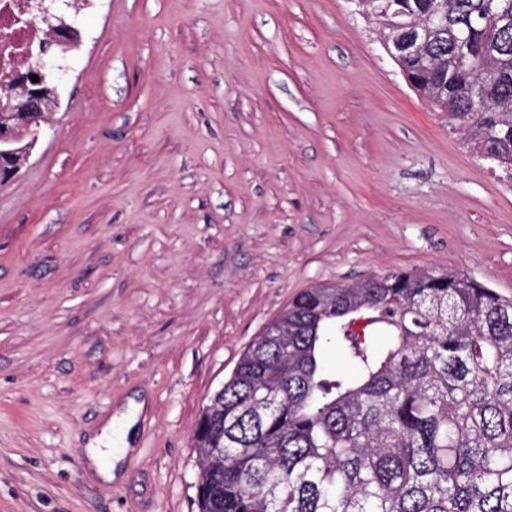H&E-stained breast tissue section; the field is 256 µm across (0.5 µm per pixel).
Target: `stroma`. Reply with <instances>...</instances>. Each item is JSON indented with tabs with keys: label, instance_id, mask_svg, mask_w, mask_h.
<instances>
[{
	"label": "stroma",
	"instance_id": "stroma-1",
	"mask_svg": "<svg viewBox=\"0 0 512 512\" xmlns=\"http://www.w3.org/2000/svg\"><path fill=\"white\" fill-rule=\"evenodd\" d=\"M0 186V512H197L192 436L301 291L452 267L512 297V173L355 0H91ZM140 409L119 475L87 444Z\"/></svg>",
	"mask_w": 512,
	"mask_h": 512
}]
</instances>
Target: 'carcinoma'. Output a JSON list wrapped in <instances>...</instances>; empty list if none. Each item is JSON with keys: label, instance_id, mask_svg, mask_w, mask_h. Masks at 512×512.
<instances>
[{"label": "carcinoma", "instance_id": "1", "mask_svg": "<svg viewBox=\"0 0 512 512\" xmlns=\"http://www.w3.org/2000/svg\"><path fill=\"white\" fill-rule=\"evenodd\" d=\"M360 0L412 89L512 171V0ZM194 431L198 512H512V299L453 269L308 288ZM337 344L352 373L330 372Z\"/></svg>", "mask_w": 512, "mask_h": 512}]
</instances>
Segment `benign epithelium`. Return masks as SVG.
I'll return each instance as SVG.
<instances>
[{"instance_id": "1", "label": "benign epithelium", "mask_w": 512, "mask_h": 512, "mask_svg": "<svg viewBox=\"0 0 512 512\" xmlns=\"http://www.w3.org/2000/svg\"><path fill=\"white\" fill-rule=\"evenodd\" d=\"M54 29L55 46L66 49L81 42V31L75 26L63 21ZM383 46L393 59L417 50L415 44H398L388 38L383 40ZM53 60L50 51L43 50L21 74L15 89L0 95V164L5 166V176L10 179L21 170L16 163L20 149L13 144L26 135L31 136L32 141L25 148V153H30L42 135L47 112L58 103V86L46 80V73L53 69ZM33 75L39 76V81H32Z\"/></svg>"}]
</instances>
